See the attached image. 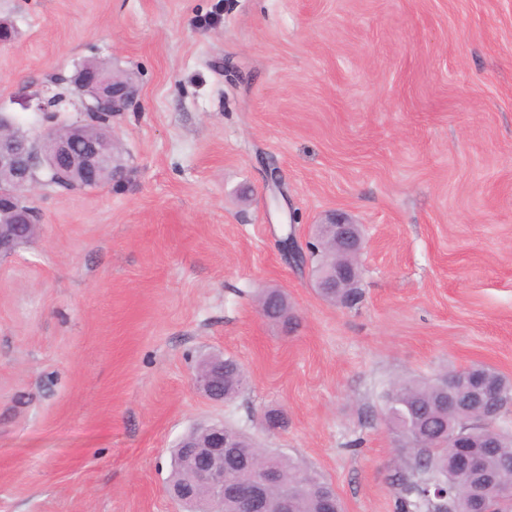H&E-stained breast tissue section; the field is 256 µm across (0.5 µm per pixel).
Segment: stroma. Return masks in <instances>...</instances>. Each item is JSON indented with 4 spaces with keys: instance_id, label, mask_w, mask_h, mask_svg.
Segmentation results:
<instances>
[{
    "instance_id": "35a3bbf8",
    "label": "stroma",
    "mask_w": 512,
    "mask_h": 512,
    "mask_svg": "<svg viewBox=\"0 0 512 512\" xmlns=\"http://www.w3.org/2000/svg\"><path fill=\"white\" fill-rule=\"evenodd\" d=\"M1 18L0 110L32 135L87 60L132 73L140 105L112 124L123 183L35 190L37 237L0 257V512H183L171 451L215 421L343 512H395L391 384L512 379V0H0ZM334 209L364 233L350 308L279 249ZM269 288L291 325L262 315ZM215 353L248 376L229 402L193 384Z\"/></svg>"
}]
</instances>
